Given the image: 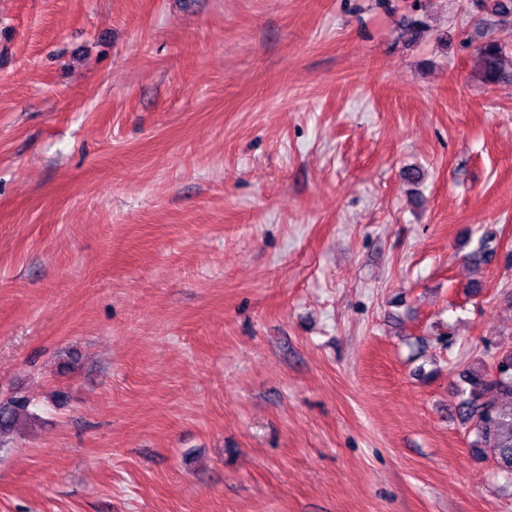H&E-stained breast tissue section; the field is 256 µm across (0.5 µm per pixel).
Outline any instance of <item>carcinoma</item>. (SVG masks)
Returning a JSON list of instances; mask_svg holds the SVG:
<instances>
[{
	"label": "carcinoma",
	"instance_id": "carcinoma-1",
	"mask_svg": "<svg viewBox=\"0 0 512 512\" xmlns=\"http://www.w3.org/2000/svg\"><path fill=\"white\" fill-rule=\"evenodd\" d=\"M475 60L485 84L512 83V55L497 42L488 39L479 44ZM495 365V374L482 367L464 370L468 388L461 392L458 410L461 419L474 426L473 448L489 452L497 468L512 475V407L501 405V400L512 399V351L499 355ZM26 408L24 398L0 403V433L11 430Z\"/></svg>",
	"mask_w": 512,
	"mask_h": 512
}]
</instances>
